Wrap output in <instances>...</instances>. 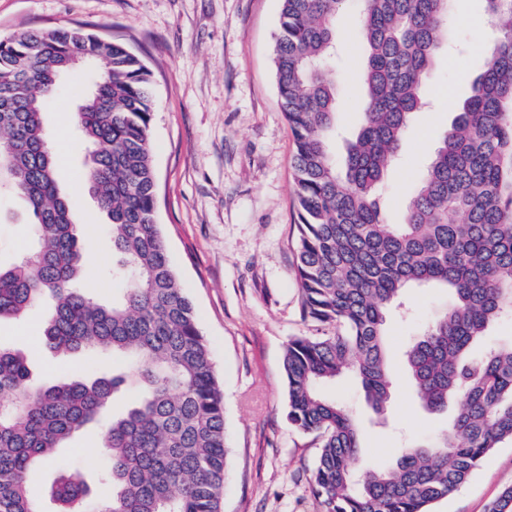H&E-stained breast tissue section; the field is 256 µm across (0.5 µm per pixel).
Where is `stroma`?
I'll return each instance as SVG.
<instances>
[{"instance_id":"1","label":"stroma","mask_w":512,"mask_h":512,"mask_svg":"<svg viewBox=\"0 0 512 512\" xmlns=\"http://www.w3.org/2000/svg\"><path fill=\"white\" fill-rule=\"evenodd\" d=\"M280 0H0V38L21 30L83 23L124 43L151 73L155 104L151 126L157 175L156 218L176 275L192 300L224 394L229 477L223 512H317L311 474L314 435L294 429L284 414L282 358L289 339L311 335L304 320L294 244L298 217L290 162L292 132L280 109L273 45ZM356 0L335 21L341 49L334 63L338 134L336 159L357 132L362 110L361 51L352 20ZM448 34L454 47L441 52L431 72L429 104L418 112L401 143V163L388 171V219L400 222L439 136L468 96L492 38L484 0H451ZM86 84L63 86L45 125L61 150L59 185L80 215L85 252L81 287L111 300L116 285L102 272L112 265L105 217L81 174L86 147L67 135ZM23 200L0 195V264L18 262L30 238ZM412 316L387 319L392 398L384 412L365 401L358 380L343 376L325 394L352 410L360 427L363 464L391 465L398 448L428 443L447 427L446 417L414 402L404 363L406 345L448 306L447 292L411 288ZM44 313L0 323V343L23 350L36 383L88 378L96 361L62 356L41 339ZM78 457L61 451L40 467L33 489L44 512L55 505L46 489L59 467L77 464L95 482L105 464L99 433L89 427L71 441ZM512 484V444L496 448L466 483L435 512H486Z\"/></svg>"}]
</instances>
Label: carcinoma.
Here are the masks:
<instances>
[{
    "instance_id": "1",
    "label": "carcinoma",
    "mask_w": 512,
    "mask_h": 512,
    "mask_svg": "<svg viewBox=\"0 0 512 512\" xmlns=\"http://www.w3.org/2000/svg\"><path fill=\"white\" fill-rule=\"evenodd\" d=\"M347 0H281L273 54L278 98L295 137L297 273L315 334L283 355L286 418L314 434L319 512H433L481 462L512 443V344L473 348L512 315V0H484L496 36L470 94L418 175L400 224L381 190L448 43L451 0H359L364 107L339 163L330 150L336 94L334 20ZM94 63L74 128L91 147L83 179L107 219L122 285L107 302L78 288L84 256L77 216L59 188L44 116L74 68ZM153 100L141 58L80 24L0 39V191L25 202L33 244L0 267V322L49 305L42 338L61 353L124 361L91 380L34 384L26 354L0 345V512H43L30 472L75 434L102 429L106 467L90 498L82 470L58 471L55 512H221L228 477L224 397L194 307L156 220ZM460 214L463 221L448 217ZM447 291L448 308L405 350L414 398L455 413L428 444L361 473L360 432L321 386L345 373L382 411L391 399L389 311L409 288ZM138 396L109 413L118 395ZM487 512H512V485Z\"/></svg>"
}]
</instances>
